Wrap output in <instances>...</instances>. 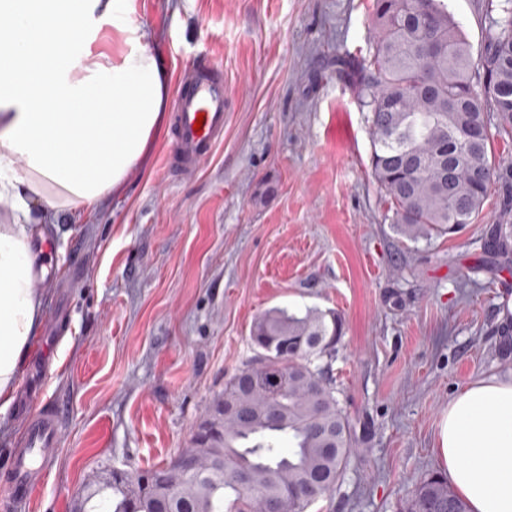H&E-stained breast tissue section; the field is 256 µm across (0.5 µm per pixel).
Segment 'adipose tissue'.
I'll return each mask as SVG.
<instances>
[{
  "instance_id": "obj_1",
  "label": "adipose tissue",
  "mask_w": 512,
  "mask_h": 512,
  "mask_svg": "<svg viewBox=\"0 0 512 512\" xmlns=\"http://www.w3.org/2000/svg\"><path fill=\"white\" fill-rule=\"evenodd\" d=\"M105 18L130 31L129 0H0V424L46 306L35 233L121 192L162 126L163 56L143 31L128 52L90 50ZM438 452L470 512H512V378L460 390Z\"/></svg>"
}]
</instances>
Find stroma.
Instances as JSON below:
<instances>
[{
  "label": "stroma",
  "instance_id": "1",
  "mask_svg": "<svg viewBox=\"0 0 512 512\" xmlns=\"http://www.w3.org/2000/svg\"><path fill=\"white\" fill-rule=\"evenodd\" d=\"M471 60L495 30L488 0H447ZM166 57L169 90L202 55L222 63L224 141L169 173L172 113L123 193L36 239L51 293L0 455L44 405L59 446L31 502L0 472V512H73L110 469L170 462L254 355L258 315L337 313L332 362L355 448L308 512H398L438 472L441 421L469 383L512 375V259L484 250L503 198L476 223L411 241L370 170L368 112L336 59L358 63L372 0H130Z\"/></svg>",
  "mask_w": 512,
  "mask_h": 512
}]
</instances>
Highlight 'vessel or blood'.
I'll return each mask as SVG.
<instances>
[{
	"mask_svg": "<svg viewBox=\"0 0 512 512\" xmlns=\"http://www.w3.org/2000/svg\"><path fill=\"white\" fill-rule=\"evenodd\" d=\"M228 100L224 94V70L221 63L205 57L179 77L173 99L175 150L166 159L168 170L189 173L199 168L224 139V114ZM60 422L54 407L42 408L29 421L23 445L10 449L4 463L15 496L26 500L38 474L30 459L34 452L51 457L60 440Z\"/></svg>",
	"mask_w": 512,
	"mask_h": 512,
	"instance_id": "b4317fda",
	"label": "vessel or blood"
}]
</instances>
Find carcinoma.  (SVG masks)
<instances>
[{"label":"carcinoma","mask_w":512,"mask_h":512,"mask_svg":"<svg viewBox=\"0 0 512 512\" xmlns=\"http://www.w3.org/2000/svg\"><path fill=\"white\" fill-rule=\"evenodd\" d=\"M503 2L477 73L445 0H373L374 37L353 86L369 112L372 175L392 223L410 240L474 223L495 183L503 215L512 212V183L494 151L495 140L512 136V0ZM489 247L511 253L512 234L495 226ZM342 334L333 312L262 313L252 329L254 356L218 397L244 405L245 414L206 409L210 430L187 448L199 458L197 471L180 474L174 458L135 472L134 483L102 481L77 504L83 512H272V504L307 512L335 491L353 451L331 370ZM284 338L304 350L280 351ZM284 437L293 444L286 452ZM401 512L470 510L444 475L432 473Z\"/></svg>","instance_id":"cac0c4a2"}]
</instances>
